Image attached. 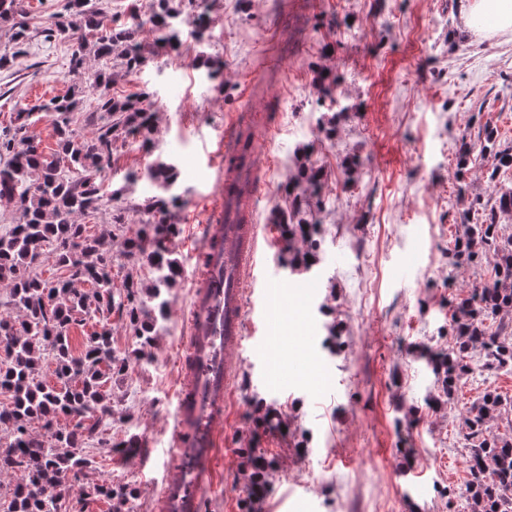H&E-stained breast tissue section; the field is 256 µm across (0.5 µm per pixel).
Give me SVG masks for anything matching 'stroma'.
Here are the masks:
<instances>
[{
	"mask_svg": "<svg viewBox=\"0 0 512 512\" xmlns=\"http://www.w3.org/2000/svg\"><path fill=\"white\" fill-rule=\"evenodd\" d=\"M460 0H209V25L197 35L196 9L182 4L180 51L156 44L151 31L138 39L147 63L115 66L112 94L148 93L156 105L155 153L133 139H118L106 191L118 190L127 223L154 190L129 172L155 158L175 162L180 198L171 208L177 231L169 247L181 266L166 295L167 316L154 343L135 347L122 320L112 322L117 355L139 359L112 382V426L86 446L100 456L127 442L103 476L130 486V512H149L148 471L160 467L177 385L176 357L182 315L193 287L195 261L188 247L207 221L205 187L211 170L202 141L224 133L228 113L268 114L274 138L259 136L269 161L257 222L271 231L270 271L286 305L298 303L302 276L289 269L277 208L288 205L291 161L299 148L323 170L313 217L321 224L313 250L317 295L305 335L313 349L303 362L284 357L281 388L259 381L265 356L251 340L243 356L232 421L224 430V483L209 512H242L249 495L248 455L266 458V493L255 512H465L450 489L468 478L462 413L486 391L512 399V373L485 370L462 381L454 400L441 398L425 349L448 347V303L484 267L448 265V251L463 223L460 184L483 198L496 187L487 178L492 154L459 161L462 134L484 124L501 145L512 143V34L480 39L459 32ZM67 0H27L28 40L15 45L0 27V128L16 102L36 104L61 96L72 83L88 92L73 129L86 135L97 107L91 92L97 63L70 69L73 43L43 41L40 32L71 21ZM218 72L208 78L207 68ZM330 74V96L317 91ZM360 167H352V160ZM326 368L330 388L317 395L307 381ZM272 415L279 427L257 428Z\"/></svg>",
	"mask_w": 512,
	"mask_h": 512,
	"instance_id": "1",
	"label": "stroma"
}]
</instances>
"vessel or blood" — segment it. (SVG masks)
<instances>
[{
  "mask_svg": "<svg viewBox=\"0 0 512 512\" xmlns=\"http://www.w3.org/2000/svg\"><path fill=\"white\" fill-rule=\"evenodd\" d=\"M233 136L207 140L203 152L213 170L210 222L199 250L184 336L168 446L150 512H205L221 481L218 450L236 392L240 359L256 329L274 343L270 299L278 283L269 272L270 252L255 205L262 187L256 148L243 134L274 120L239 114Z\"/></svg>",
  "mask_w": 512,
  "mask_h": 512,
  "instance_id": "vessel-or-blood-1",
  "label": "vessel or blood"
}]
</instances>
